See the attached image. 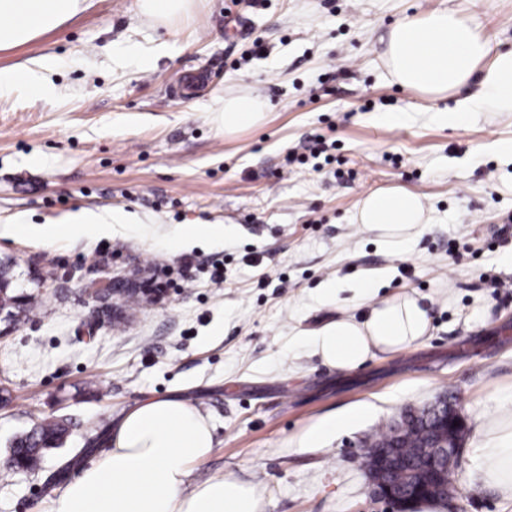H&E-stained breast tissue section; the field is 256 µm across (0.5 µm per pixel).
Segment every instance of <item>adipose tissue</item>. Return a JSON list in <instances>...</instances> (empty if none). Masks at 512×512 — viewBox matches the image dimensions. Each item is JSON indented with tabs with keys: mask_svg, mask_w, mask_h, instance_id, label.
<instances>
[{
	"mask_svg": "<svg viewBox=\"0 0 512 512\" xmlns=\"http://www.w3.org/2000/svg\"><path fill=\"white\" fill-rule=\"evenodd\" d=\"M87 7V0H0V49L31 42ZM384 57L401 87L428 101L454 97V109L442 115L446 123L473 113L512 117V48L492 50L481 25L457 11L399 20L388 33ZM61 64L60 57L43 55L0 68V98L20 89L36 96L51 92L46 77ZM219 110L224 133L232 136L260 124L268 105L243 94L225 97ZM356 220L398 242L418 235L430 217L421 195L392 185L365 195ZM353 299L366 304L363 317L337 316L307 339L330 368L356 370L376 353L410 349L431 329V310L414 291L379 298L364 284ZM480 432L484 441L472 449V464L457 483L464 490L489 487L512 499V418L481 426ZM214 448L208 415L178 399L145 400L119 419L109 449L66 484L51 512H263L261 490L236 474L190 484L192 465Z\"/></svg>",
	"mask_w": 512,
	"mask_h": 512,
	"instance_id": "1",
	"label": "adipose tissue"
}]
</instances>
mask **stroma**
I'll return each mask as SVG.
<instances>
[{
	"label": "stroma",
	"instance_id": "obj_1",
	"mask_svg": "<svg viewBox=\"0 0 512 512\" xmlns=\"http://www.w3.org/2000/svg\"><path fill=\"white\" fill-rule=\"evenodd\" d=\"M438 8L512 47V0H197L169 26L144 22L138 0H93L0 50V67L64 61L53 94L0 98V272L30 302L0 321V512H50L111 423L149 398L209 415L216 446L191 482L246 472L264 512H395L361 464L370 435L443 395L467 448L482 416H512V118L449 125L452 99H422L384 63L389 27ZM228 89L264 98L265 121L225 136ZM317 136L331 163L288 164ZM392 185L432 216L397 245L355 219L365 193ZM82 208L124 221L63 232ZM121 275L130 288L151 279L164 299L131 309L96 291ZM365 282L417 291L432 329L341 373L299 338ZM49 415L68 427L62 442L37 467H11L12 441ZM326 416L335 434L294 450ZM442 512H512V500L459 491Z\"/></svg>",
	"mask_w": 512,
	"mask_h": 512
}]
</instances>
